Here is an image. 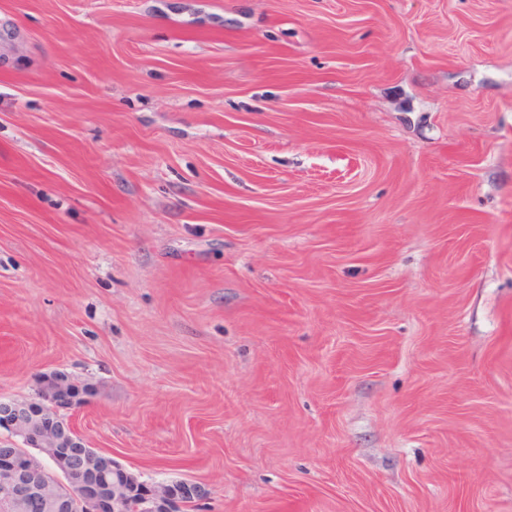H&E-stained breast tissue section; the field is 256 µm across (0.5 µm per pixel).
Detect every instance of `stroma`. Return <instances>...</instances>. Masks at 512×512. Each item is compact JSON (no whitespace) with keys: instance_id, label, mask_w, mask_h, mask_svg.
Returning a JSON list of instances; mask_svg holds the SVG:
<instances>
[{"instance_id":"stroma-1","label":"stroma","mask_w":512,"mask_h":512,"mask_svg":"<svg viewBox=\"0 0 512 512\" xmlns=\"http://www.w3.org/2000/svg\"><path fill=\"white\" fill-rule=\"evenodd\" d=\"M0 398L187 512H512V0H0Z\"/></svg>"}]
</instances>
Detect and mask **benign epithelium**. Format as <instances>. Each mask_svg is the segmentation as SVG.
Returning a JSON list of instances; mask_svg holds the SVG:
<instances>
[{
	"mask_svg": "<svg viewBox=\"0 0 512 512\" xmlns=\"http://www.w3.org/2000/svg\"><path fill=\"white\" fill-rule=\"evenodd\" d=\"M76 395L67 379L50 374L33 399L0 400V428L56 467L37 473L30 454L1 444L0 512H181L200 495L199 487L183 480L144 484L90 447L58 412Z\"/></svg>",
	"mask_w": 512,
	"mask_h": 512,
	"instance_id": "1",
	"label": "benign epithelium"
}]
</instances>
